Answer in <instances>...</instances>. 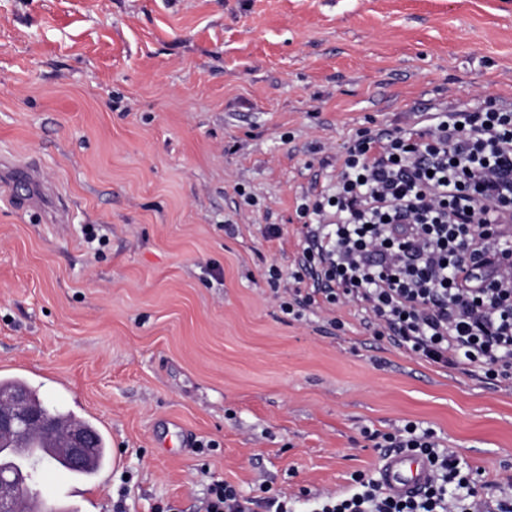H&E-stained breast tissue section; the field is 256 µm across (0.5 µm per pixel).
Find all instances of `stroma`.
Wrapping results in <instances>:
<instances>
[{
	"label": "stroma",
	"mask_w": 512,
	"mask_h": 512,
	"mask_svg": "<svg viewBox=\"0 0 512 512\" xmlns=\"http://www.w3.org/2000/svg\"><path fill=\"white\" fill-rule=\"evenodd\" d=\"M492 99L512 0H0V161L41 179L0 171V377L109 448V480L50 469L42 496L206 512L225 481L307 512L376 477L365 430L409 422L486 500L512 492V385L394 347L355 303L288 316L265 277L297 271V206L356 130Z\"/></svg>",
	"instance_id": "obj_1"
}]
</instances>
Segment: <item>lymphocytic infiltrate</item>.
Instances as JSON below:
<instances>
[{
  "mask_svg": "<svg viewBox=\"0 0 512 512\" xmlns=\"http://www.w3.org/2000/svg\"><path fill=\"white\" fill-rule=\"evenodd\" d=\"M301 270L316 286L308 305L359 304L378 337L445 368L512 383V107L434 113L430 125L357 131L336 161L332 190L308 197ZM375 447L431 463L419 495L395 498L356 474L346 496L312 512H512L496 509L431 429L409 422L369 430ZM292 512L285 496L210 487L207 512Z\"/></svg>",
  "mask_w": 512,
  "mask_h": 512,
  "instance_id": "obj_1",
  "label": "lymphocytic infiltrate"
}]
</instances>
